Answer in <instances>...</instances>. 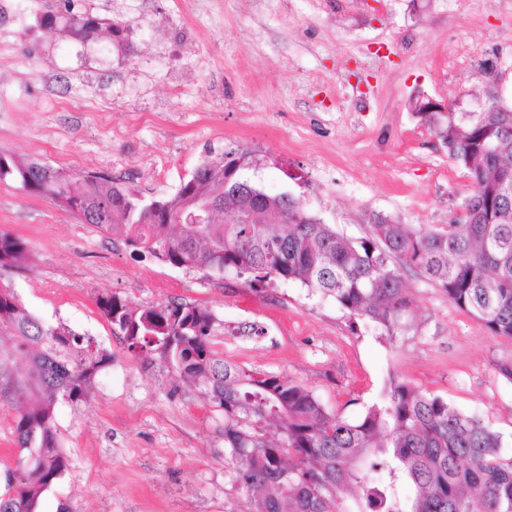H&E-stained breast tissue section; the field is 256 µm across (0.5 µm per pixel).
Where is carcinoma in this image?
<instances>
[{
    "instance_id": "obj_1",
    "label": "carcinoma",
    "mask_w": 512,
    "mask_h": 512,
    "mask_svg": "<svg viewBox=\"0 0 512 512\" xmlns=\"http://www.w3.org/2000/svg\"><path fill=\"white\" fill-rule=\"evenodd\" d=\"M80 43L109 38L107 49H134L129 24L74 11V0L41 16ZM415 113L430 125L475 185L466 220L448 230L414 229L379 219L368 239L352 241L305 211L293 197L249 203V224H184L176 199L187 192L222 197L243 181L246 156L210 160L211 181L192 180L175 194L144 203L108 175L76 179L39 162L0 152V181H18L159 261L210 277L231 273L250 287L295 281L333 298L353 320L379 326L390 340L409 333L418 316L405 276L417 271L496 337L512 340V106L481 112ZM28 260L22 242L0 234V269ZM130 351L156 355L224 410V447L248 512H512V455L500 432L440 396L391 380L383 399L355 419L332 414L313 391L220 357L209 336L215 316L182 304L136 308L115 295L98 299ZM112 354L88 337L33 315L10 288H0V401L14 406L15 443L27 452L7 471L0 512H38L39 499L69 467L58 448L54 411L85 398ZM276 439L268 440V430Z\"/></svg>"
}]
</instances>
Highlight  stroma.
<instances>
[{"label":"stroma","instance_id":"35a3bbf8","mask_svg":"<svg viewBox=\"0 0 512 512\" xmlns=\"http://www.w3.org/2000/svg\"><path fill=\"white\" fill-rule=\"evenodd\" d=\"M55 4L0 0V152L105 173L147 201L244 153L246 178L351 240L380 217L444 230L471 180L415 101L476 112L495 92L512 106V0H74L136 24L128 54L40 26ZM0 233L33 261L0 270V288L112 355L88 397L55 409L69 466L38 512H247L223 410L129 351L105 294L207 307L219 356L305 386L329 412L356 418L397 380L482 418L512 453V382L498 371L512 341L421 274L408 275L421 319L392 342L300 283L255 289L160 263L15 181H0Z\"/></svg>","mask_w":512,"mask_h":512}]
</instances>
